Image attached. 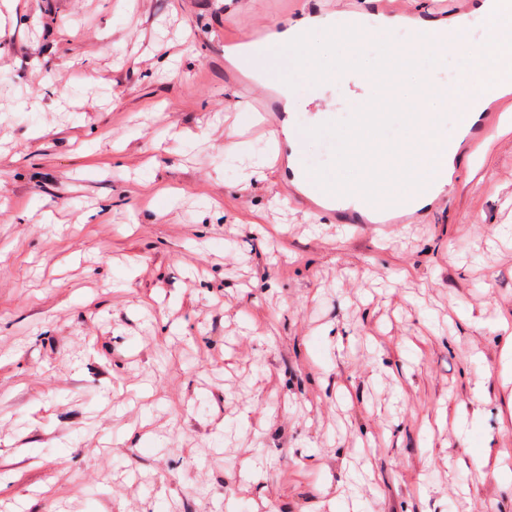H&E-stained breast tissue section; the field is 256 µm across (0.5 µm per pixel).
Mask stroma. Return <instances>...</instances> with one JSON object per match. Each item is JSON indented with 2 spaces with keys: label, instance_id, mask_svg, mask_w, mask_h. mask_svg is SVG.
<instances>
[{
  "label": "stroma",
  "instance_id": "1",
  "mask_svg": "<svg viewBox=\"0 0 512 512\" xmlns=\"http://www.w3.org/2000/svg\"><path fill=\"white\" fill-rule=\"evenodd\" d=\"M220 6L0 24V512H512V129L420 223H316L243 123Z\"/></svg>",
  "mask_w": 512,
  "mask_h": 512
}]
</instances>
